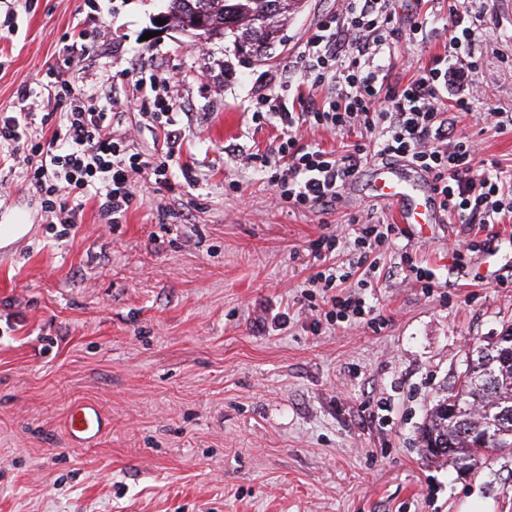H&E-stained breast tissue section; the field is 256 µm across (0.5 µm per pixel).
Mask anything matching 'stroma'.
Here are the masks:
<instances>
[{
    "label": "stroma",
    "mask_w": 512,
    "mask_h": 512,
    "mask_svg": "<svg viewBox=\"0 0 512 512\" xmlns=\"http://www.w3.org/2000/svg\"><path fill=\"white\" fill-rule=\"evenodd\" d=\"M163 0H37L0 45V113L30 88L53 109L41 79L76 21L96 30L67 77L115 83L159 67L185 131L187 176L155 185L125 223H103L87 202L61 235L44 223L21 173L0 202L31 224L0 246V512H512V457L474 472L427 462L420 429L462 370L466 347L512 326V222L478 224L480 246L456 269L460 236L448 222L402 227L379 258L368 301L383 329L312 333L321 298L306 300L321 268L313 246L352 216L395 223L371 198L378 159H363L354 190L334 210L274 205L247 160L280 134L252 121L258 96L292 101L301 51L333 0H302L265 60L235 54L153 23ZM473 50L481 90L458 131L483 155L512 164V129L482 131L489 108L512 112V6L474 0ZM401 32L382 65L426 66L448 44V0H392ZM423 39L409 41L412 21ZM174 220H166L169 212ZM432 269L437 287L406 278L402 257ZM287 314L278 328L273 318ZM98 402L112 428L92 448L67 443L63 417Z\"/></svg>",
    "instance_id": "1"
}]
</instances>
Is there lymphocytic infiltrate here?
<instances>
[{
	"label": "lymphocytic infiltrate",
	"mask_w": 512,
	"mask_h": 512,
	"mask_svg": "<svg viewBox=\"0 0 512 512\" xmlns=\"http://www.w3.org/2000/svg\"><path fill=\"white\" fill-rule=\"evenodd\" d=\"M468 3L453 0L449 7L447 52L404 81L375 62L398 35L391 0H336L304 46L306 65L296 92L302 110L290 111L281 98L267 95L252 115L281 124L267 151L250 157L254 167L269 171L277 204L329 210L359 174L365 148L339 156L303 143L302 132L357 129L372 135L375 156L405 159L427 173L440 210L463 229L512 220V169L481 155L476 140L458 133L440 109L449 99L456 111H471L478 95L471 75L478 67L472 42L480 17ZM43 88L53 93L54 110L0 113V161L21 167L28 194L50 223L76 224L85 202L93 200L107 223L120 224L143 195L139 177L170 183L183 132L173 117V98L154 74L138 71L121 94L110 76L78 88L51 67ZM122 99L139 104L163 141V153H142L131 134L113 131L110 107ZM396 235V225L368 219L358 221L350 241L335 235L319 239L318 250L332 253L343 245L350 253L347 264L324 266L308 280L322 294L328 325L348 330L375 324L366 297L380 269L373 255L390 247ZM352 278L356 289L341 290Z\"/></svg>",
	"instance_id": "obj_1"
}]
</instances>
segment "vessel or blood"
Masks as SVG:
<instances>
[{"mask_svg": "<svg viewBox=\"0 0 512 512\" xmlns=\"http://www.w3.org/2000/svg\"><path fill=\"white\" fill-rule=\"evenodd\" d=\"M371 181L375 196L393 208L398 222L408 225L440 222L441 213L427 174H420L418 182L405 185L395 167L384 165L372 170ZM107 426L99 405L92 400L72 403L64 420L65 433L75 446L94 444Z\"/></svg>", "mask_w": 512, "mask_h": 512, "instance_id": "1", "label": "vessel or blood"}]
</instances>
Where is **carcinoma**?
<instances>
[{"mask_svg": "<svg viewBox=\"0 0 512 512\" xmlns=\"http://www.w3.org/2000/svg\"><path fill=\"white\" fill-rule=\"evenodd\" d=\"M168 19L190 27L206 40L233 38L266 52L281 41V33L301 0H277L276 19L264 23L271 0H167ZM454 412L448 398L432 407L421 430L427 461L467 465L477 470L498 454H512V356L478 344L452 387Z\"/></svg>", "mask_w": 512, "mask_h": 512, "instance_id": "carcinoma-1", "label": "carcinoma"}]
</instances>
